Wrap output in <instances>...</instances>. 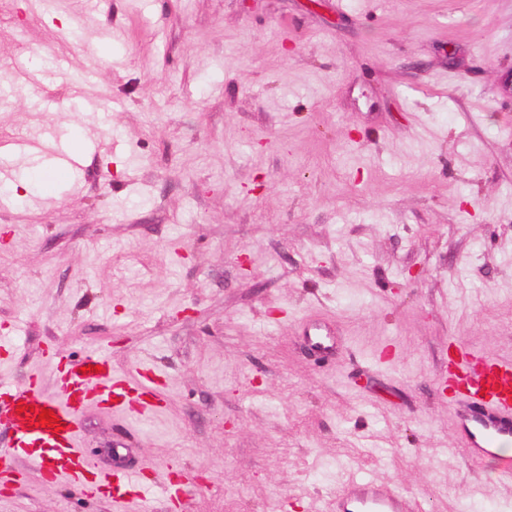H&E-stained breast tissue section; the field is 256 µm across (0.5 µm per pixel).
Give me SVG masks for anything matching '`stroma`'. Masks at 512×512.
Listing matches in <instances>:
<instances>
[{
    "instance_id": "obj_1",
    "label": "stroma",
    "mask_w": 512,
    "mask_h": 512,
    "mask_svg": "<svg viewBox=\"0 0 512 512\" xmlns=\"http://www.w3.org/2000/svg\"><path fill=\"white\" fill-rule=\"evenodd\" d=\"M29 3L0 0V145L85 146L0 191V381L155 369L158 416L82 415L97 469L148 470L127 512H330L350 472L512 512L439 390L453 342L512 358V0ZM116 510L0 484V512Z\"/></svg>"
}]
</instances>
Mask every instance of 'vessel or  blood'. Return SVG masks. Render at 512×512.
<instances>
[{
    "mask_svg": "<svg viewBox=\"0 0 512 512\" xmlns=\"http://www.w3.org/2000/svg\"><path fill=\"white\" fill-rule=\"evenodd\" d=\"M456 368L460 390L455 415L473 460L495 458L502 477L512 478V456L499 454L501 443L512 441V359H501L457 345ZM106 351L87 353L64 365L48 392L38 374L24 385L0 384V423L16 435L12 448L0 452V476L18 474L26 462L43 481L65 482L74 489L89 487L94 467L80 446L81 413L90 402L131 416L147 418L166 405V398L149 373L135 370L115 374L107 369ZM54 412L58 429L37 425L38 409ZM144 470L113 468L104 480L113 492L142 483ZM338 512H406L405 501L391 489L358 475L346 482V493L336 502Z\"/></svg>",
    "mask_w": 512,
    "mask_h": 512,
    "instance_id": "obj_1",
    "label": "vessel or blood"
}]
</instances>
